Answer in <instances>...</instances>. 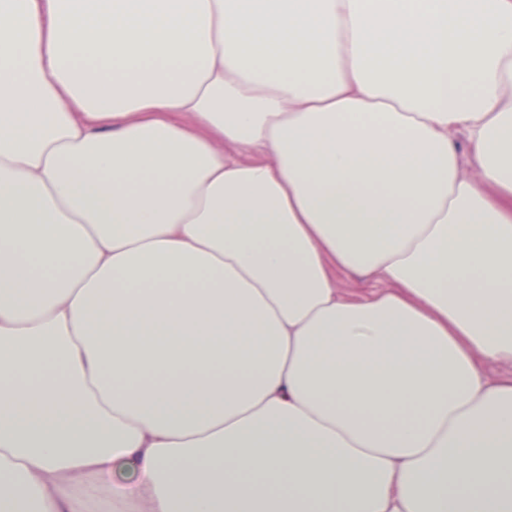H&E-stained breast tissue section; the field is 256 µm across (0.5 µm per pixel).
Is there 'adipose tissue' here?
<instances>
[{
    "label": "adipose tissue",
    "mask_w": 512,
    "mask_h": 512,
    "mask_svg": "<svg viewBox=\"0 0 512 512\" xmlns=\"http://www.w3.org/2000/svg\"><path fill=\"white\" fill-rule=\"evenodd\" d=\"M489 363L512 0H0V512H512Z\"/></svg>",
    "instance_id": "obj_1"
}]
</instances>
